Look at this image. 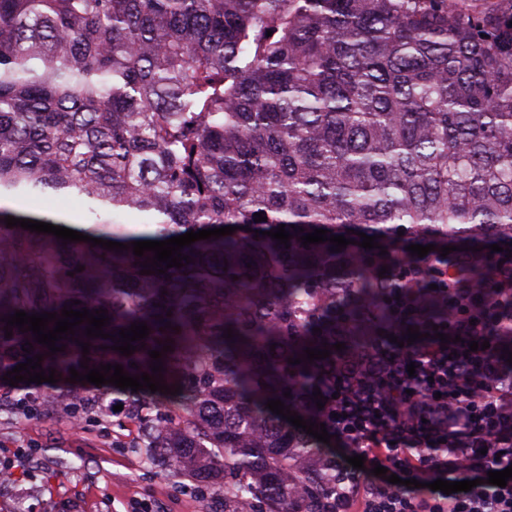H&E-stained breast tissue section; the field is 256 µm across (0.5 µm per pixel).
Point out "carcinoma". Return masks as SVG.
Listing matches in <instances>:
<instances>
[{"label": "carcinoma", "instance_id": "cac0c4a2", "mask_svg": "<svg viewBox=\"0 0 512 512\" xmlns=\"http://www.w3.org/2000/svg\"><path fill=\"white\" fill-rule=\"evenodd\" d=\"M72 192L90 201L93 238L237 230L142 275L150 251L4 223L52 224L11 204ZM281 224L288 248L265 235ZM339 228L397 258L442 228L464 247L448 283L487 281L472 241L512 243V0H0V364L41 354L46 371L84 374V342L89 368L152 377L162 352L163 384L182 389L131 398L129 447L224 512H336L348 485L334 452L266 408L308 420L307 386L366 380L383 360L389 284L358 249L300 240ZM66 305L108 310L116 337L142 321L149 335L129 356L85 321L54 355L30 331L5 337L2 318ZM308 348L330 356L288 363Z\"/></svg>", "mask_w": 512, "mask_h": 512}]
</instances>
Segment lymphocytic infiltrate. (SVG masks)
<instances>
[{"label":"lymphocytic infiltrate","instance_id":"f902f5d3","mask_svg":"<svg viewBox=\"0 0 512 512\" xmlns=\"http://www.w3.org/2000/svg\"><path fill=\"white\" fill-rule=\"evenodd\" d=\"M377 262L392 283L386 291L392 334L404 342L413 328L421 338L415 354L383 366L373 387L332 378L318 384L326 402L316 423L364 458L363 469L350 472L338 512H512V479L503 488L485 481L488 471L512 466V374L491 350L469 349L470 342L496 335L512 315V258L500 267L490 309L483 289L392 269L385 255ZM429 288L448 302V318L423 315L416 295ZM491 439L496 447H488ZM378 465L387 475H374ZM391 473L398 483L388 482ZM439 479L469 480L473 488L449 495L431 490Z\"/></svg>","mask_w":512,"mask_h":512}]
</instances>
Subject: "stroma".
Here are the masks:
<instances>
[{
    "instance_id": "35a3bbf8",
    "label": "stroma",
    "mask_w": 512,
    "mask_h": 512,
    "mask_svg": "<svg viewBox=\"0 0 512 512\" xmlns=\"http://www.w3.org/2000/svg\"><path fill=\"white\" fill-rule=\"evenodd\" d=\"M9 393L0 379V454L23 445L35 456L0 488V512H130L141 499L160 512H222L223 498L196 501L181 480L117 447L133 428L128 410L75 428L48 407L33 417L13 414Z\"/></svg>"
}]
</instances>
